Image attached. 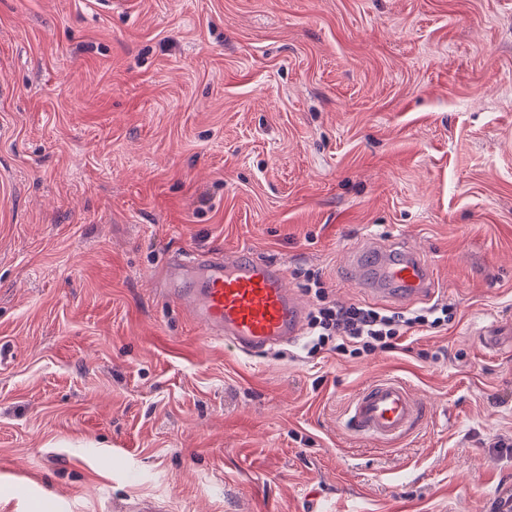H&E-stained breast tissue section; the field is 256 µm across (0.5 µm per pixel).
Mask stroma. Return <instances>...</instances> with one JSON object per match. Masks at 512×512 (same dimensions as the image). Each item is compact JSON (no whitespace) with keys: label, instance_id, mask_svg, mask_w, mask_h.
Here are the masks:
<instances>
[{"label":"stroma","instance_id":"35a3bbf8","mask_svg":"<svg viewBox=\"0 0 512 512\" xmlns=\"http://www.w3.org/2000/svg\"><path fill=\"white\" fill-rule=\"evenodd\" d=\"M0 0V512H495L512 489V0ZM403 238L432 298L351 266ZM448 325L246 356L163 296L188 252ZM425 408L388 446L366 385ZM32 494L19 497L18 484ZM422 407L406 384L383 380L369 384L348 412L351 429L364 438L397 444L422 418Z\"/></svg>","mask_w":512,"mask_h":512}]
</instances>
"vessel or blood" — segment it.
Listing matches in <instances>:
<instances>
[{"mask_svg":"<svg viewBox=\"0 0 512 512\" xmlns=\"http://www.w3.org/2000/svg\"><path fill=\"white\" fill-rule=\"evenodd\" d=\"M358 264L359 284H373L375 294L418 297L431 292V265L401 246L386 249L375 276ZM163 285L210 336L223 338L237 352L254 355L295 341L305 305L286 286L283 265L257 260L246 248L227 254L192 253L170 259ZM423 410L406 384L383 380L369 384L348 412L351 429L364 438L396 444L419 424Z\"/></svg>","mask_w":512,"mask_h":512,"instance_id":"1","label":"vessel or blood"}]
</instances>
